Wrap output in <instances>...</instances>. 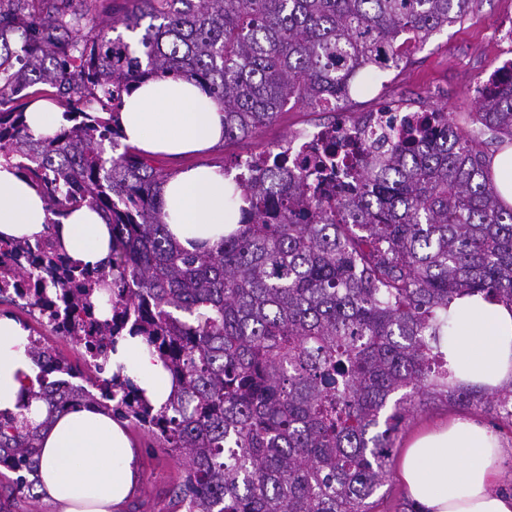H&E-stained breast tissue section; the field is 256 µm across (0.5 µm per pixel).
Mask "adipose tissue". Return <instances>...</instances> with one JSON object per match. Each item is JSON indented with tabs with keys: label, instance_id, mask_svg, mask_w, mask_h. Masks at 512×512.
<instances>
[{
	"label": "adipose tissue",
	"instance_id": "obj_1",
	"mask_svg": "<svg viewBox=\"0 0 512 512\" xmlns=\"http://www.w3.org/2000/svg\"><path fill=\"white\" fill-rule=\"evenodd\" d=\"M125 143L148 153L183 155L224 138V111L193 82L155 77L124 98ZM234 175L217 167H191L165 184L163 220L174 240L191 250L212 246L237 227L230 203ZM48 213L36 190L0 163V238L35 239ZM54 232L66 255L90 268L107 262L111 231L88 208L72 212ZM451 331L443 341L448 363L466 383L495 388L512 381V309L482 296H465L448 308ZM29 333L0 316V412L18 413L20 397L38 370L28 351ZM107 367L130 376L145 400L162 407L172 393L163 361L139 337L119 338ZM134 449L121 422L78 408L43 432L41 489L58 512H119L137 479ZM501 460L497 435L466 417L416 436L399 470L422 512H512V495L496 489Z\"/></svg>",
	"mask_w": 512,
	"mask_h": 512
}]
</instances>
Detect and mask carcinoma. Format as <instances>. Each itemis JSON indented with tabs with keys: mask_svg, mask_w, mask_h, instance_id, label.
Instances as JSON below:
<instances>
[{
	"mask_svg": "<svg viewBox=\"0 0 512 512\" xmlns=\"http://www.w3.org/2000/svg\"><path fill=\"white\" fill-rule=\"evenodd\" d=\"M102 0L52 13L0 0V159L59 224L87 206L112 226L108 263L80 266L48 232L0 239V299L19 281L49 326L60 298L81 316L72 337L87 370L29 338L39 386L0 413V467L31 499L42 431L76 406L147 432L186 461L170 512H372L394 441L429 405L512 420V382L478 389L448 368V306L465 295L512 307V206L483 142L432 110L350 179L336 143L289 164L291 143L235 177L240 227L193 252L170 236L171 174L122 142L124 95L156 76L194 81L224 109V139L256 135L290 104L326 109L365 70L472 10L475 0H133L99 19ZM139 32L136 45L118 27ZM56 89L64 122L34 136L27 89ZM471 120L512 141V62L477 89ZM11 107H5V104ZM27 257L32 267L17 262ZM128 333L163 360L174 389L156 410L128 376H106ZM66 371L69 388L48 381ZM46 408L39 423L26 415Z\"/></svg>",
	"mask_w": 512,
	"mask_h": 512,
	"instance_id": "obj_1",
	"label": "carcinoma"
}]
</instances>
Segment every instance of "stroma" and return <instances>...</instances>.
<instances>
[{
  "mask_svg": "<svg viewBox=\"0 0 512 512\" xmlns=\"http://www.w3.org/2000/svg\"><path fill=\"white\" fill-rule=\"evenodd\" d=\"M512 61V0H476L460 23L437 31L426 45L411 51L400 68L372 71L369 88H355L333 112L298 105L278 115L258 135L228 140L181 158L155 156L156 167L172 173L195 166H220L232 170L237 157L277 149L313 123L357 121L381 105L405 110L435 107L466 121L475 111L476 89L490 72ZM25 323L51 354L74 365H83L81 349L74 342L53 335L50 326L37 321L22 307L0 303V316ZM139 454L137 489L124 512H165L167 492L185 471L170 452L158 448L144 431L132 430Z\"/></svg>",
  "mask_w": 512,
  "mask_h": 512,
  "instance_id": "35a3bbf8",
  "label": "stroma"
}]
</instances>
